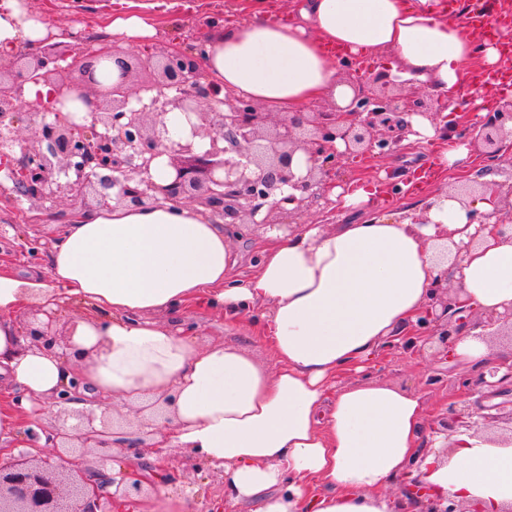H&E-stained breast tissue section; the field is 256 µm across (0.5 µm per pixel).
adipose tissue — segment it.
<instances>
[{
  "label": "adipose tissue",
  "mask_w": 512,
  "mask_h": 512,
  "mask_svg": "<svg viewBox=\"0 0 512 512\" xmlns=\"http://www.w3.org/2000/svg\"><path fill=\"white\" fill-rule=\"evenodd\" d=\"M436 0H300L288 24L262 19L226 25L206 45L202 68L221 91L281 115L318 102L346 106L353 90L337 83L335 44L354 53L389 55V74L415 81L443 101L457 98L474 65L498 69L495 44L478 42L461 21L437 12ZM148 0L110 14L113 33L132 41L155 36ZM27 0H0V60L57 35ZM422 138L439 142L435 168L465 165L469 147L411 116ZM458 199L430 197L425 223L377 215L356 224H306L290 232L256 227L255 272L235 277L242 254L238 225L186 205H95L57 225L48 274L19 279L0 268V457L27 447L25 413L81 385L68 407L111 399L112 439L133 448L138 437L126 408L148 421L161 454L182 448L223 468L227 505L253 512H402L390 494L411 473L440 497L482 512L512 507V445L482 432L449 441L447 456L423 442L425 403L416 391L365 377L368 363L417 322L438 281L465 305L489 316L512 308V233L494 215L497 176ZM487 216L484 226L471 213ZM70 319L54 349L23 335L17 318L30 305ZM267 308L264 334L275 361L261 365L248 349L199 347L162 317L189 309L224 313L241 329ZM351 370L361 378L336 387Z\"/></svg>",
  "instance_id": "adipose-tissue-1"
}]
</instances>
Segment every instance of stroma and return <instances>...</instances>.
<instances>
[{
    "label": "stroma",
    "instance_id": "stroma-1",
    "mask_svg": "<svg viewBox=\"0 0 512 512\" xmlns=\"http://www.w3.org/2000/svg\"><path fill=\"white\" fill-rule=\"evenodd\" d=\"M151 17L157 29L154 38L132 42L112 34L105 17L108 12L124 9L123 0H30L33 9L46 13L60 30H78L93 45H111L125 54L133 66L134 79L150 76L147 64L155 60L162 48L178 44L186 48L196 46L199 40L211 39L217 23L230 24L248 19V0H156ZM434 153L433 144L402 142L388 155L367 158L350 155L341 161L337 183L357 177H376L392 172L404 178L412 170L427 166ZM492 168L501 178L512 177V141L504 143L499 159L493 160L472 152L468 165L461 169L436 173L423 188L384 195L376 205L386 213L410 214L423 209L428 197L444 187L468 182L476 171ZM52 221L41 220L36 201L17 194L0 195V262L15 273L28 276L46 272L45 255L29 257L22 252L24 238L46 242L52 235L53 224L65 223L73 209L71 201L58 199L51 204ZM184 324L193 329L200 343L224 342L240 345L251 351L266 366L274 360L263 337L252 333H230L224 329V317L217 312L184 316ZM370 375L378 380L416 390L430 405L429 419L440 418L451 394L450 383L460 376L477 377L473 368L449 362L432 345L415 348L383 349L374 361ZM165 481L157 483L153 496H184L188 499L187 512H214L224 507V478L222 468L209 465L194 453L174 452L164 459Z\"/></svg>",
    "mask_w": 512,
    "mask_h": 512
}]
</instances>
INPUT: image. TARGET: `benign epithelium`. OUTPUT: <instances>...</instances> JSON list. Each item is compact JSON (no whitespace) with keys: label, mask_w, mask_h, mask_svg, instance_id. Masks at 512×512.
<instances>
[{"label":"benign epithelium","mask_w":512,"mask_h":512,"mask_svg":"<svg viewBox=\"0 0 512 512\" xmlns=\"http://www.w3.org/2000/svg\"><path fill=\"white\" fill-rule=\"evenodd\" d=\"M69 43L43 42L33 51H21L0 62V145L18 141V127L26 116L39 119L37 145L21 148L13 158L1 154L0 170L11 186L0 185L32 199L53 200L62 194L72 200L93 194L99 205L115 203L149 207L161 201L195 202L226 224H277L297 211L323 209L327 205L324 185L335 175L341 157L366 155L379 158L392 152L412 132L405 115H419L442 133L458 135L489 157L497 156L512 124V99L497 98L479 116L459 103L451 121L444 120L433 106L431 95L409 97L405 84L384 72L372 74L376 92L354 88L348 106H333L321 112L273 116L258 104L235 95L220 96L206 82L200 67L203 48L161 52L153 74L131 83V66L111 47L89 55L78 51L81 35L62 34ZM110 60L119 68L116 80L101 82L94 60ZM77 68L87 80L79 85L63 73ZM28 83L51 86L53 103L61 104L68 94L80 92L90 108L91 121L78 125L57 108L47 112H23L22 97ZM188 115L189 134L178 142L167 137L165 116L170 112ZM209 139L201 148L196 139ZM345 145L334 151V142ZM298 151L308 156L307 173L296 176L291 167ZM168 157L170 182L161 185L149 178L155 160ZM448 286L437 293L418 321L420 334L435 340L448 352L463 324L453 321L456 301ZM488 376L477 384L493 397L512 386V363L492 362ZM70 432L54 431L53 449L19 451L0 459V512H112L105 508L145 492L153 476L142 473L129 460L125 471L112 478L90 475L69 468L64 452L73 449L106 448L111 420L101 417L94 426L91 415L78 416ZM463 421L461 409L448 407L435 433H448ZM425 512H481L449 498L433 499L415 492Z\"/></svg>","instance_id":"obj_1"}]
</instances>
